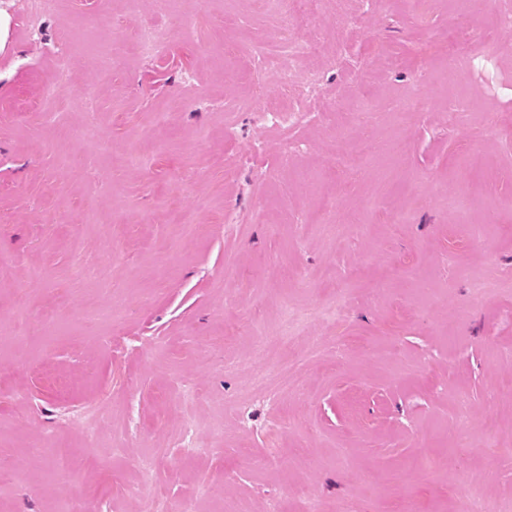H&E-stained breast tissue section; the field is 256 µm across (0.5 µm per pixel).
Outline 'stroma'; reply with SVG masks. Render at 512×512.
Listing matches in <instances>:
<instances>
[{
	"instance_id": "35a3bbf8",
	"label": "stroma",
	"mask_w": 512,
	"mask_h": 512,
	"mask_svg": "<svg viewBox=\"0 0 512 512\" xmlns=\"http://www.w3.org/2000/svg\"><path fill=\"white\" fill-rule=\"evenodd\" d=\"M28 12L0 0V512H459L473 495L512 512L502 0H328L300 32L331 66L281 61L317 83L292 125L267 113L285 104L276 69L250 64L282 21L264 0ZM149 23L162 54L115 45ZM59 50L75 64L58 85ZM366 137L375 152L342 171ZM291 327L301 391L276 407L256 364Z\"/></svg>"
}]
</instances>
